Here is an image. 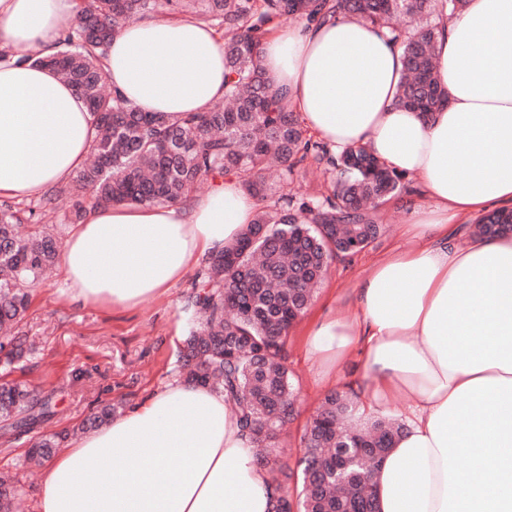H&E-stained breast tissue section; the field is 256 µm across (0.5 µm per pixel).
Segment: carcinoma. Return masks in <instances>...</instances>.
I'll return each mask as SVG.
<instances>
[{"instance_id":"1","label":"carcinoma","mask_w":512,"mask_h":512,"mask_svg":"<svg viewBox=\"0 0 512 512\" xmlns=\"http://www.w3.org/2000/svg\"><path fill=\"white\" fill-rule=\"evenodd\" d=\"M79 21L59 40L56 52L32 57L6 51L16 61L55 70L85 99L95 133L92 162L75 179L74 219L86 207L167 206L186 199L207 178L237 175L262 203L254 222L224 250L207 260L189 299L202 324L189 330L181 358L186 380L224 392L237 407L240 427L254 445L258 463L278 492L275 512H364L376 508L371 460L394 447L405 425L371 418L354 430L358 415L346 393L325 395L301 439L300 486L279 464L278 440L296 416L286 348L288 334L311 304L329 260L364 250L379 234L373 214L405 189L404 176L363 148L336 157L328 145L305 135L299 117L284 109L283 92L268 77L262 42L269 28L291 18L321 15L357 17L402 38L406 74L396 104L435 112L447 102L435 76L439 24L463 11L465 0H77ZM166 6L204 22L215 21L224 38V104L171 120L139 112L105 81L104 59L114 33L125 24ZM282 183L299 170L327 166L332 193L296 199L267 185L272 161ZM46 194L38 209L0 206V325H17L31 304L32 290L60 262L58 236L36 230L27 237L18 225L38 222L54 210ZM472 234L512 235V210L482 215ZM4 364L22 356L23 342H0ZM48 403L21 383L0 381V423L4 430L34 424ZM116 410L101 407L86 422L97 428ZM59 442L45 436L30 455L50 457Z\"/></svg>"}]
</instances>
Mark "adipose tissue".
<instances>
[{
  "label": "adipose tissue",
  "mask_w": 512,
  "mask_h": 512,
  "mask_svg": "<svg viewBox=\"0 0 512 512\" xmlns=\"http://www.w3.org/2000/svg\"><path fill=\"white\" fill-rule=\"evenodd\" d=\"M76 22V0H0V50L51 54ZM436 58L448 103L425 115L396 106L403 54L368 21L306 19L264 42L288 111L332 152L364 148L427 200L405 227L414 247L375 261L352 307L316 319L305 346L326 379L360 359L342 387L368 411L397 393L410 404L376 470L377 512H512V235L467 239L460 226L512 207V0H467L444 18ZM105 73L140 111L178 119L223 98L224 44L206 22L147 17L114 34ZM92 136L83 98L57 74L0 63L1 198L74 177ZM256 207L229 175L203 198L91 210L63 242V294L81 306L157 297L233 243ZM37 512H274V494L236 407L176 380L58 448Z\"/></svg>",
  "instance_id": "1"
}]
</instances>
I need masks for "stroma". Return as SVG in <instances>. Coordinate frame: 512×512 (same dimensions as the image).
Returning a JSON list of instances; mask_svg holds the SVG:
<instances>
[{
    "label": "stroma",
    "instance_id": "stroma-1",
    "mask_svg": "<svg viewBox=\"0 0 512 512\" xmlns=\"http://www.w3.org/2000/svg\"><path fill=\"white\" fill-rule=\"evenodd\" d=\"M421 204L411 184L379 208L375 221L382 226L380 235L358 254L332 260L308 317L332 307L344 308L373 259L397 247L410 248L412 242L400 227ZM196 281V274H189L166 295L133 308L69 305L60 295L63 277L59 274L34 289L19 328L25 351L12 364L10 377L34 386L51 413L29 429L8 433L0 429V475L11 476L21 492L15 512H35L44 469L30 464L26 451L41 435L57 432L66 436L68 444H77V427L99 404L127 407L151 390L180 379L179 351L190 318L185 305ZM306 325V319L299 320L287 341L298 416L281 438L279 458L294 472L300 469L301 438L325 395L313 383L323 363L305 351Z\"/></svg>",
    "mask_w": 512,
    "mask_h": 512
}]
</instances>
